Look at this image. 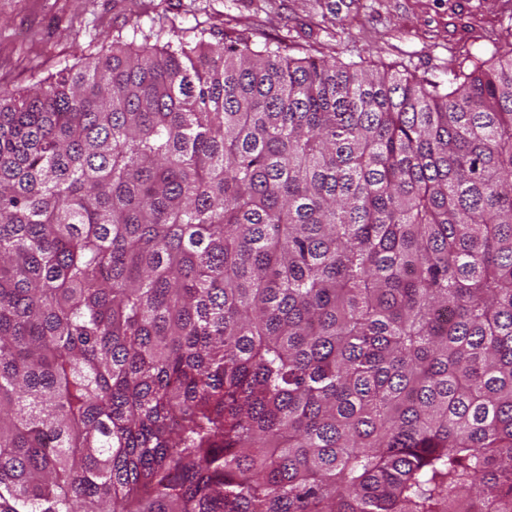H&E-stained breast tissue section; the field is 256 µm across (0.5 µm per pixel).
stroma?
Segmentation results:
<instances>
[{"label": "stroma", "instance_id": "1", "mask_svg": "<svg viewBox=\"0 0 512 512\" xmlns=\"http://www.w3.org/2000/svg\"><path fill=\"white\" fill-rule=\"evenodd\" d=\"M198 18L211 42L280 43L292 57L354 61L440 75L449 61L504 38L512 0H0V89L25 94L73 62L76 43L124 29Z\"/></svg>", "mask_w": 512, "mask_h": 512}]
</instances>
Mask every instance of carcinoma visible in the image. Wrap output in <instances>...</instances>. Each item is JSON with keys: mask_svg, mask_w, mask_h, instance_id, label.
<instances>
[{"mask_svg": "<svg viewBox=\"0 0 512 512\" xmlns=\"http://www.w3.org/2000/svg\"><path fill=\"white\" fill-rule=\"evenodd\" d=\"M190 30L0 90V512H512V31Z\"/></svg>", "mask_w": 512, "mask_h": 512, "instance_id": "cac0c4a2", "label": "carcinoma"}]
</instances>
